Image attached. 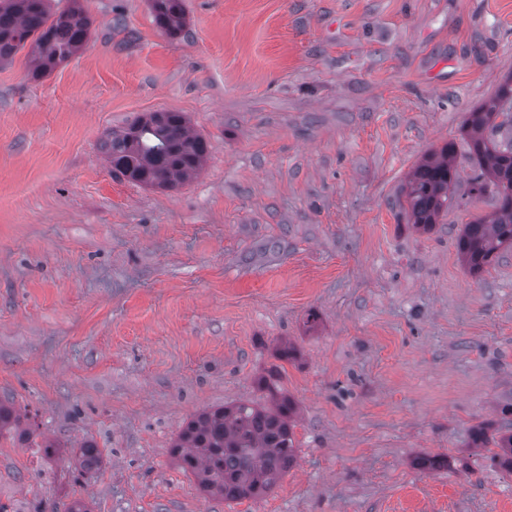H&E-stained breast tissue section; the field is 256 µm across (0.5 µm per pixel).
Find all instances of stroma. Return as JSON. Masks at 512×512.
Masks as SVG:
<instances>
[{
  "instance_id": "obj_1",
  "label": "stroma",
  "mask_w": 512,
  "mask_h": 512,
  "mask_svg": "<svg viewBox=\"0 0 512 512\" xmlns=\"http://www.w3.org/2000/svg\"><path fill=\"white\" fill-rule=\"evenodd\" d=\"M80 2L81 52L0 64V401L34 432L0 443V512H512V473L470 445L512 431V251L475 275L457 250L496 204L460 128L512 73V0H184L174 37L148 0ZM167 111L201 172L115 176L103 135ZM449 142L454 203L422 233L401 188ZM274 367L295 466L205 495L172 440ZM102 463V452L94 442L82 443L71 456V464H74L82 472L98 469Z\"/></svg>"
}]
</instances>
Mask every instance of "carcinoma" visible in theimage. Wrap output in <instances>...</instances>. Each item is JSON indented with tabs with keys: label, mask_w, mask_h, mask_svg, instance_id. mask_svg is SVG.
I'll return each instance as SVG.
<instances>
[{
	"label": "carcinoma",
	"mask_w": 512,
	"mask_h": 512,
	"mask_svg": "<svg viewBox=\"0 0 512 512\" xmlns=\"http://www.w3.org/2000/svg\"><path fill=\"white\" fill-rule=\"evenodd\" d=\"M48 0H0V62L30 47V74L38 79L81 51L91 22L79 5L50 14ZM158 25L170 36L182 31V0H150ZM461 132L467 139L480 174L472 183L476 196L496 200L493 213L464 225L458 251L472 272L491 264L502 251L512 250V74L495 94L468 113ZM112 168L132 181L169 189L201 169L207 143L188 126L181 112H147L121 130L107 132L100 144ZM455 144L432 150L415 165L404 187L413 225L429 230L452 205L450 190L458 174L452 164ZM269 391L270 404L238 402L194 415L170 446L178 468L194 476L199 488L230 501L266 495L296 459V403ZM21 415L0 401V439L21 443L33 432L21 427ZM500 452L493 460L512 472V434L494 441ZM82 472L99 468L102 452L91 441L71 456Z\"/></svg>",
	"instance_id": "obj_1"
}]
</instances>
